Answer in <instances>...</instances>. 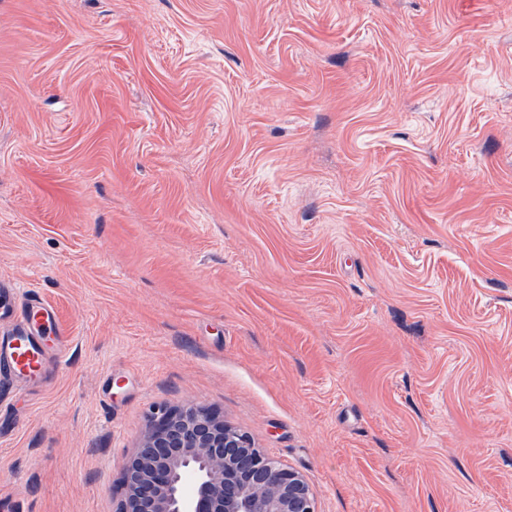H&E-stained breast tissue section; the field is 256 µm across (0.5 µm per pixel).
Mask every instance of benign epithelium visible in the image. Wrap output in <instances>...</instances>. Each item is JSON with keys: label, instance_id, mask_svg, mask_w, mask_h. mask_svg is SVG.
I'll return each mask as SVG.
<instances>
[{"label": "benign epithelium", "instance_id": "obj_1", "mask_svg": "<svg viewBox=\"0 0 512 512\" xmlns=\"http://www.w3.org/2000/svg\"><path fill=\"white\" fill-rule=\"evenodd\" d=\"M122 471L119 512H318L301 473L202 405L156 407Z\"/></svg>", "mask_w": 512, "mask_h": 512}]
</instances>
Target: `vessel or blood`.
Returning <instances> with one entry per match:
<instances>
[{"label": "vessel or blood", "mask_w": 512, "mask_h": 512, "mask_svg": "<svg viewBox=\"0 0 512 512\" xmlns=\"http://www.w3.org/2000/svg\"><path fill=\"white\" fill-rule=\"evenodd\" d=\"M21 317L27 323V330L0 337V361L22 380H34L41 376L46 355L32 332L33 326L46 320H54L53 311L41 300H30L24 307Z\"/></svg>", "instance_id": "b4317fda"}]
</instances>
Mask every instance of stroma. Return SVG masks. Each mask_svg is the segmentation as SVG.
<instances>
[{"label": "stroma", "mask_w": 512, "mask_h": 512, "mask_svg": "<svg viewBox=\"0 0 512 512\" xmlns=\"http://www.w3.org/2000/svg\"><path fill=\"white\" fill-rule=\"evenodd\" d=\"M0 512H118L195 403L318 512H512V0H0ZM21 317L23 322L31 325H41L43 321L49 320L55 328L54 312L47 308L40 299H31L22 310ZM39 336L33 331H20L0 337V363L22 380H34L41 376L46 355L39 344Z\"/></svg>", "instance_id": "obj_1"}]
</instances>
